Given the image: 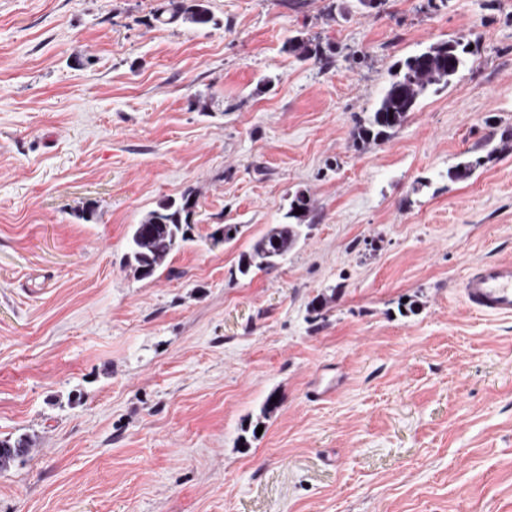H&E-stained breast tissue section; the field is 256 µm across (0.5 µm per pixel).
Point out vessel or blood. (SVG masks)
Instances as JSON below:
<instances>
[{"label":"vessel or blood","instance_id":"b4317fda","mask_svg":"<svg viewBox=\"0 0 512 512\" xmlns=\"http://www.w3.org/2000/svg\"><path fill=\"white\" fill-rule=\"evenodd\" d=\"M460 298L484 315L512 316V260L484 262L461 282Z\"/></svg>","mask_w":512,"mask_h":512}]
</instances>
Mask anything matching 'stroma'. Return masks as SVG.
<instances>
[{
  "mask_svg": "<svg viewBox=\"0 0 512 512\" xmlns=\"http://www.w3.org/2000/svg\"><path fill=\"white\" fill-rule=\"evenodd\" d=\"M158 3L0 0V439L28 442L0 512H512V317L459 297L512 260V0ZM449 39L478 51L448 87L356 141ZM299 189L306 241L241 276ZM189 190V241L136 278L130 226ZM208 2L209 0H162L155 10L154 18L162 23L181 21L197 27L219 26ZM288 52L299 60L314 59L322 68L332 64V57L319 43L294 37L288 40Z\"/></svg>",
  "mask_w": 512,
  "mask_h": 512,
  "instance_id": "35a3bbf8",
  "label": "stroma"
}]
</instances>
